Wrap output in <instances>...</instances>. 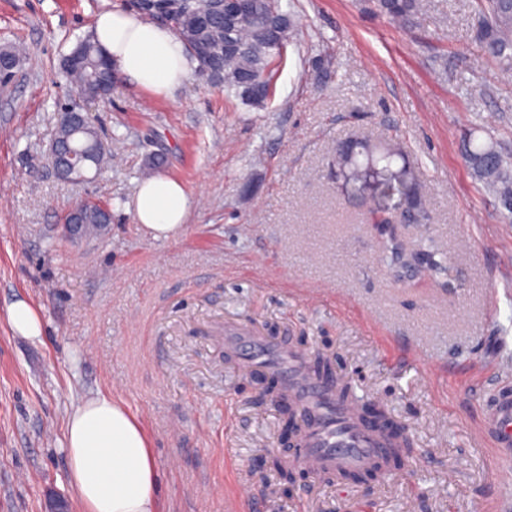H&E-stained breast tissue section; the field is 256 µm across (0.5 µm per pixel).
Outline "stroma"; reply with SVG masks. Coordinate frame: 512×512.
<instances>
[{"label":"stroma","instance_id":"obj_1","mask_svg":"<svg viewBox=\"0 0 512 512\" xmlns=\"http://www.w3.org/2000/svg\"><path fill=\"white\" fill-rule=\"evenodd\" d=\"M297 25L263 107L191 71L159 96L122 74L88 99L63 56L126 0H0V47L25 53L0 90V512H83L69 476L68 415L112 395L146 431L160 512H512V465L481 432L512 385V223L465 161L483 127L512 159V76L488 57L478 0H419L392 21L366 0H290ZM88 113L112 164L66 183L48 158L62 107ZM395 142L428 218L402 226L448 271L398 283L369 222L381 197L336 180L337 143ZM165 175L190 198L184 229L155 239L130 204ZM82 199L112 222L64 236ZM27 300L30 339L8 321ZM247 325L327 355L360 400L412 432L408 469L325 481L295 466L264 386L224 355ZM8 319L12 329L22 336L38 338L42 335L39 314L24 300H17L8 307Z\"/></svg>","mask_w":512,"mask_h":512}]
</instances>
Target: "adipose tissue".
Wrapping results in <instances>:
<instances>
[{"label":"adipose tissue","instance_id":"obj_1","mask_svg":"<svg viewBox=\"0 0 512 512\" xmlns=\"http://www.w3.org/2000/svg\"><path fill=\"white\" fill-rule=\"evenodd\" d=\"M94 38L118 71L139 86L169 93L189 76L185 43L169 28L121 10L101 12ZM189 211L185 188L166 176L142 182L134 214L155 239L176 236ZM69 479L84 512H157L158 475L147 435L111 396L85 400L65 427Z\"/></svg>","mask_w":512,"mask_h":512}]
</instances>
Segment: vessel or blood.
Segmentation results:
<instances>
[{
	"label": "vessel or blood",
	"mask_w": 512,
	"mask_h": 512,
	"mask_svg": "<svg viewBox=\"0 0 512 512\" xmlns=\"http://www.w3.org/2000/svg\"><path fill=\"white\" fill-rule=\"evenodd\" d=\"M224 345L243 367L273 375L299 422L296 458L313 472L338 475L385 466L398 446L362 416L356 401L339 397L336 373L316 374L312 352L290 341L255 336L245 328L224 332ZM484 434L503 458L512 457V392L502 389L486 409Z\"/></svg>",
	"instance_id": "b4317fda"
}]
</instances>
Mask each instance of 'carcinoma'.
Instances as JSON below:
<instances>
[{"label": "carcinoma", "instance_id": "1", "mask_svg": "<svg viewBox=\"0 0 512 512\" xmlns=\"http://www.w3.org/2000/svg\"><path fill=\"white\" fill-rule=\"evenodd\" d=\"M185 8L162 22L172 28L189 45L204 43L212 56L198 60L200 73L224 83V90L256 107L262 106L268 95L252 88L253 82L269 84V66L281 53L279 40L285 31H293L296 20L293 12L282 9L281 0H252L251 13L229 25L224 18L215 17L206 27L195 25L197 15L208 9L207 0H184ZM375 11L392 21L411 16L417 9V0H373ZM483 19L479 29L485 52L498 60L502 70L512 73V0H481ZM101 48L88 36L62 60L66 78L74 82L87 98H102L110 94V76L101 64ZM59 136L66 139L68 150L64 159L76 162L82 159L89 145L99 141L91 125L73 133L61 127ZM464 156L475 176L492 192L512 219V160L504 157L488 141H480L471 132L464 144ZM401 157L394 146H376L368 142H340L336 147V174L357 182L358 175L369 167L394 173L399 178L396 190L399 201L390 210L406 215L409 220L424 219L420 188L411 170L403 165L394 167ZM110 211L90 208L82 215V223L95 229L97 224L110 221ZM388 265L398 276L402 274V259H412L415 266H426L435 275L447 272L445 259H435V252L418 243L408 246L396 235L395 225L381 241Z\"/></svg>", "mask_w": 512, "mask_h": 512}]
</instances>
